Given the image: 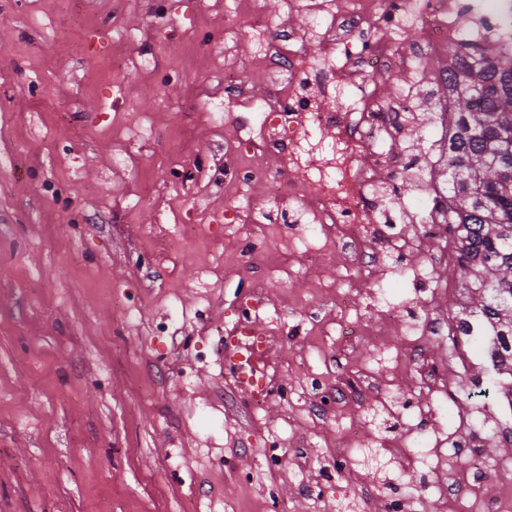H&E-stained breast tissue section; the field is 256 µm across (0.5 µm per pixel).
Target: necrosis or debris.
<instances>
[{
    "label": "necrosis or debris",
    "mask_w": 512,
    "mask_h": 512,
    "mask_svg": "<svg viewBox=\"0 0 512 512\" xmlns=\"http://www.w3.org/2000/svg\"><path fill=\"white\" fill-rule=\"evenodd\" d=\"M323 11L339 32L338 38L324 44L322 65H315L293 49V29L279 28L275 39L266 43L264 53L271 63L288 73L285 92L275 94L264 105L263 120L257 135L235 136L231 157L242 158L257 150L259 144H279L273 169L240 163L237 181L250 185L268 181L270 176L299 179L303 188L300 211L289 214L288 223L295 235L335 237L355 263V277H343L331 290L343 316L337 340L340 346H353L369 339L377 346L393 344L389 365L369 360L366 375L378 371L393 378L407 377L417 394L394 411L389 394L378 403L382 411L393 413L395 436L376 438L361 433L353 426L343 427L339 439L342 450L337 453L334 468L337 475H348L366 465L367 448L374 447L383 455L401 453L406 467L423 462L427 472H434L443 461L456 462L447 482L432 481L418 485L402 484L400 490L380 493L377 486H366L360 496L364 512H419L426 495L437 496L448 512H512V484L503 480L512 471V462L487 465L481 451L483 432L472 423L470 406L457 399L449 372L468 375L473 387L479 388L491 377L499 384L491 403L492 409H512V336H498L494 325L466 321L461 314L437 309L439 296L451 294L464 299L465 289L456 287L450 271L456 263L454 243L448 238L444 222L448 206L447 193L435 178L448 157V140L440 138L437 149L423 158L413 159L400 146L402 128L416 107L412 92L395 89L388 97L377 91L379 79L391 76L397 64L413 65L422 56L447 55L450 47L463 41L499 43L504 30H512V4L483 12L477 29H460L454 17L458 0H322ZM421 20L422 37L396 50L392 41L374 39L375 29L389 30L394 38L403 37L411 21ZM358 49L342 66H335L336 54L349 43ZM345 95L347 106L330 110L325 98ZM335 130L338 158L329 165H310L300 161L294 138L309 130ZM373 144L377 152L370 166L348 173L352 153ZM418 172L431 179L429 202L421 217V230L408 234L402 213L386 208L384 194L391 182L402 181L407 172ZM435 236L445 242V253L437 259L426 257V240ZM399 258L396 268L420 287L416 302L426 304L427 312L408 321L400 309L386 306L384 323L370 324L355 315L354 278L377 283L378 269L385 258ZM447 344L451 359L447 365L430 362L421 346L422 339ZM445 401L454 406L451 426H441L436 404ZM422 429L432 430V445L419 449L415 443L398 440V433Z\"/></svg>",
    "instance_id": "4bbe7bcc"
}]
</instances>
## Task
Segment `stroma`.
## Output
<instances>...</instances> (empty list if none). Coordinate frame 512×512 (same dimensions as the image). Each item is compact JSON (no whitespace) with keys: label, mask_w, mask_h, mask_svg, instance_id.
<instances>
[{"label":"stroma","mask_w":512,"mask_h":512,"mask_svg":"<svg viewBox=\"0 0 512 512\" xmlns=\"http://www.w3.org/2000/svg\"><path fill=\"white\" fill-rule=\"evenodd\" d=\"M288 2L0 0V512H266L271 492L281 512H336L369 479L420 481L383 458L336 477L338 418L277 397L257 418L228 386L221 338L250 280L270 299L256 322L280 318L265 348L285 386L352 387L373 350L339 370L323 334L350 257L319 238L310 262L266 216L268 183L224 173L225 114L255 125L284 77L253 20L305 24ZM229 73L251 105L225 95ZM246 233L287 286L246 268Z\"/></svg>","instance_id":"35a3bbf8"}]
</instances>
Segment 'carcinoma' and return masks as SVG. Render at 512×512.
Segmentation results:
<instances>
[{
  "instance_id": "1",
  "label": "carcinoma",
  "mask_w": 512,
  "mask_h": 512,
  "mask_svg": "<svg viewBox=\"0 0 512 512\" xmlns=\"http://www.w3.org/2000/svg\"><path fill=\"white\" fill-rule=\"evenodd\" d=\"M446 224L470 313L512 336V59L462 42L448 59Z\"/></svg>"
}]
</instances>
